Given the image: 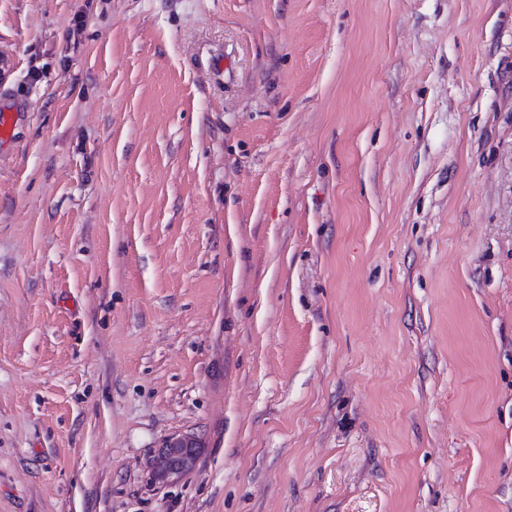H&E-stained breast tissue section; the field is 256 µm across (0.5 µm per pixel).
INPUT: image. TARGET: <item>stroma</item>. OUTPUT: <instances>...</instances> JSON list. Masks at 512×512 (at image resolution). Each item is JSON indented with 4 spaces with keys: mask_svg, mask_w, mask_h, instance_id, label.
<instances>
[{
    "mask_svg": "<svg viewBox=\"0 0 512 512\" xmlns=\"http://www.w3.org/2000/svg\"><path fill=\"white\" fill-rule=\"evenodd\" d=\"M0 92V512H512V0H0ZM200 451V442L193 434L168 437L149 462L153 478L166 485L179 482L194 468Z\"/></svg>",
    "mask_w": 512,
    "mask_h": 512,
    "instance_id": "1",
    "label": "stroma"
}]
</instances>
